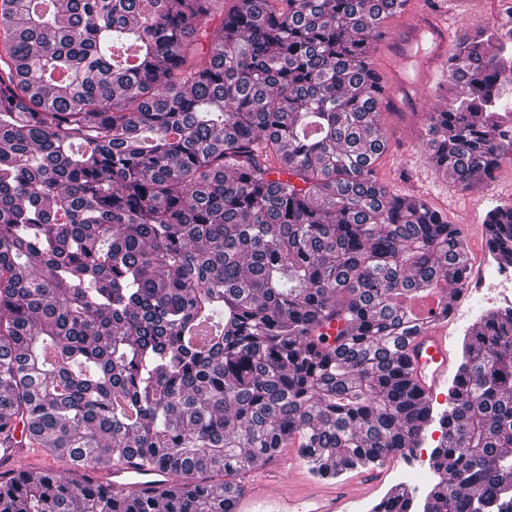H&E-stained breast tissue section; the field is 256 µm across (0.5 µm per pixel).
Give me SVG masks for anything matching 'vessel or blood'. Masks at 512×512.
Masks as SVG:
<instances>
[{
    "label": "vessel or blood",
    "instance_id": "1",
    "mask_svg": "<svg viewBox=\"0 0 512 512\" xmlns=\"http://www.w3.org/2000/svg\"><path fill=\"white\" fill-rule=\"evenodd\" d=\"M420 0H406L404 16H419L420 26L407 30L402 37H386L377 42V52L384 62L379 70L380 109L399 112L403 106L398 95L407 83L406 77L395 68L396 61L406 59L418 42L422 31L432 34V46L419 71V84H427L435 67L444 63L453 49V37L441 11L419 10ZM404 362L420 401L433 399L448 381L451 360L448 351V320L441 317L413 336L403 350ZM24 454L34 466H42L49 460L47 448L30 445H7L0 449V464L10 462L17 454ZM300 469L296 459L286 461L272 459L250 471L235 496L232 512H347L357 497V486L350 482L333 484L304 482L288 483L287 473ZM114 488L138 490L147 484L164 485L166 471L159 468L135 467L115 464L109 470Z\"/></svg>",
    "mask_w": 512,
    "mask_h": 512
}]
</instances>
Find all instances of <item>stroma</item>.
<instances>
[{
	"label": "stroma",
	"mask_w": 512,
	"mask_h": 512,
	"mask_svg": "<svg viewBox=\"0 0 512 512\" xmlns=\"http://www.w3.org/2000/svg\"><path fill=\"white\" fill-rule=\"evenodd\" d=\"M504 0H448L457 18L459 37L472 35L478 28L507 26ZM382 122L389 133L386 151L374 165L379 182L388 189L407 195L426 198L437 210L448 217L449 223L463 226L467 249L472 262L493 267L484 232L485 219L494 207L512 203V161H502L495 182H475L461 186L452 175L436 173L421 146L424 115L406 112L402 115L386 113ZM496 291L485 288L461 299L457 315L448 327L453 360H460L465 337L474 333L481 317L498 309ZM447 388H440L433 401L434 420L422 431L419 443L411 456L395 459L393 465H381L380 482L371 492L353 503L349 512H369L370 507L383 498L388 487H415L417 504L425 502V487L432 480L430 454L441 435L438 415L446 407Z\"/></svg>",
	"instance_id": "35a3bbf8"
}]
</instances>
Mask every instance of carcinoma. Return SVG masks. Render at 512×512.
Here are the masks:
<instances>
[{
    "label": "carcinoma",
    "instance_id": "cac0c4a2",
    "mask_svg": "<svg viewBox=\"0 0 512 512\" xmlns=\"http://www.w3.org/2000/svg\"><path fill=\"white\" fill-rule=\"evenodd\" d=\"M402 5L0 0V434L171 476L17 468L0 512H229L242 485L204 473L291 446L333 478L416 445L405 301L461 287L465 238L374 176L370 47ZM446 81L421 146L468 186L512 155V28L459 42ZM485 224L500 267L512 205ZM336 317L347 348L319 332ZM439 425L424 512H512V315L464 339ZM112 486L122 490H138L145 484L162 486L167 483L166 471L159 468L135 467L128 463L113 464L109 470Z\"/></svg>",
    "mask_w": 512,
    "mask_h": 512
}]
</instances>
